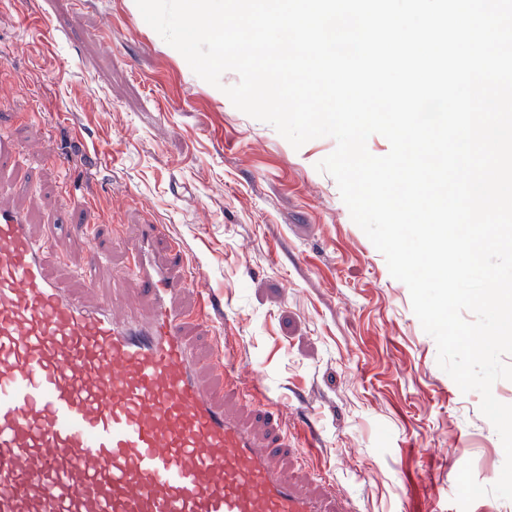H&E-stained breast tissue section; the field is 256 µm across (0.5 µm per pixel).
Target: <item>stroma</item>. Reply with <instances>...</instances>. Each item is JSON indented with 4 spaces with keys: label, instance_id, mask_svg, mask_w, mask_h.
<instances>
[{
    "label": "stroma",
    "instance_id": "35a3bbf8",
    "mask_svg": "<svg viewBox=\"0 0 512 512\" xmlns=\"http://www.w3.org/2000/svg\"><path fill=\"white\" fill-rule=\"evenodd\" d=\"M238 80L199 78L135 0H0V129L21 156L0 169V202L27 212L56 276L108 247L106 288L141 225H169L187 266L182 305L204 291L224 300L190 338L206 356L234 347L241 382L266 378L288 468L305 462L355 512H459L463 465L489 486L505 460L479 394L440 369L407 286L317 170L335 140L293 148L233 106L222 88ZM72 120L105 158L84 183L92 210L54 161L70 151Z\"/></svg>",
    "mask_w": 512,
    "mask_h": 512
}]
</instances>
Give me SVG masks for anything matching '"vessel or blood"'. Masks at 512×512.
I'll use <instances>...</instances> for the list:
<instances>
[{"mask_svg": "<svg viewBox=\"0 0 512 512\" xmlns=\"http://www.w3.org/2000/svg\"><path fill=\"white\" fill-rule=\"evenodd\" d=\"M143 225L122 283L151 310L122 317L47 272L27 214L0 207V512H327L281 466L286 436L256 433L204 382L237 385L226 349L203 364L178 305L180 248ZM107 252L79 271L96 287Z\"/></svg>", "mask_w": 512, "mask_h": 512, "instance_id": "b4317fda", "label": "vessel or blood"}]
</instances>
